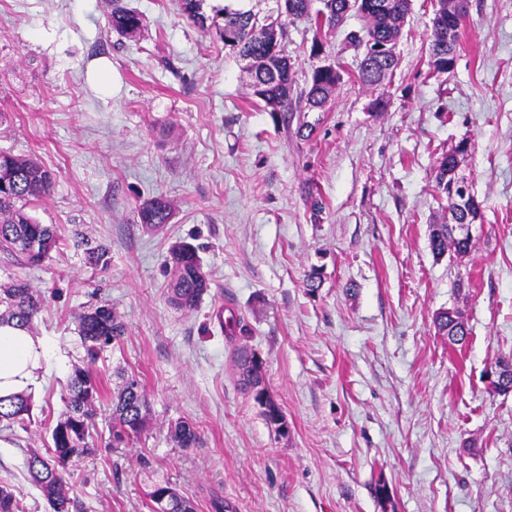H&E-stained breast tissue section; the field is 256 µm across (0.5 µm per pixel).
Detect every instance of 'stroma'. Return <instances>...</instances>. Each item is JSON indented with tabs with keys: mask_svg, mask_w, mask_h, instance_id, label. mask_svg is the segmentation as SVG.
Returning a JSON list of instances; mask_svg holds the SVG:
<instances>
[{
	"mask_svg": "<svg viewBox=\"0 0 512 512\" xmlns=\"http://www.w3.org/2000/svg\"><path fill=\"white\" fill-rule=\"evenodd\" d=\"M126 4L143 17L133 38L111 29L110 0H0V150L52 172L29 212L64 240L38 266L0 251V285L20 279L40 294L32 331L48 345L30 424H0V485L26 512H49L28 452L48 448L84 363L77 314L109 304L127 332L92 366L97 452L75 462L73 480L85 512H153L147 493L164 482L196 512H512V394L484 382L512 357V0H467L444 74L428 66L437 0H411L399 66L373 91L344 43L358 16L320 33L286 22L296 89L324 60L346 71L323 111L296 99L286 116L251 96L239 61L182 0ZM100 57L112 63L108 97L87 81ZM464 139L482 219L470 253L438 257L434 166ZM156 196L174 214L150 230L138 208ZM79 235L108 247L106 266L86 264ZM180 241L210 280L191 312L167 301ZM451 308L465 317L460 344L434 325ZM232 317L245 333L230 334ZM239 345L262 360L287 435L238 384ZM125 375L142 383L149 416L114 448ZM181 421L199 447L175 441Z\"/></svg>",
	"mask_w": 512,
	"mask_h": 512,
	"instance_id": "obj_1",
	"label": "stroma"
}]
</instances>
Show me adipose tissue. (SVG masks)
<instances>
[{
    "label": "adipose tissue",
    "mask_w": 512,
    "mask_h": 512,
    "mask_svg": "<svg viewBox=\"0 0 512 512\" xmlns=\"http://www.w3.org/2000/svg\"><path fill=\"white\" fill-rule=\"evenodd\" d=\"M44 356L40 337L12 322L0 324V397L30 393Z\"/></svg>",
    "instance_id": "adipose-tissue-1"
}]
</instances>
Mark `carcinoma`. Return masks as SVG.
<instances>
[{
    "label": "carcinoma",
    "mask_w": 512,
    "mask_h": 512,
    "mask_svg": "<svg viewBox=\"0 0 512 512\" xmlns=\"http://www.w3.org/2000/svg\"><path fill=\"white\" fill-rule=\"evenodd\" d=\"M277 15L259 19L251 10L235 9L229 5L209 17L201 12L203 0H184L189 17L204 30H215L224 47L236 53L246 51L252 55L249 70L252 96L272 113L288 111L291 101L292 64L280 49L279 37L283 32L281 17L302 20L316 30H334L347 17L357 15L363 25L347 34L348 44L361 51L358 76L361 83L372 89L392 75L398 66V57L379 59L368 52L373 45L397 44L402 28L411 10V0H276ZM443 0H438L432 19L429 46V67L435 73L450 72L458 59L459 32L465 14V0H458L451 11L441 12ZM109 24L113 30L134 35L143 25L142 17L123 4L112 0ZM340 63L334 67L318 66L312 69L307 86L302 92L304 109L323 110L332 92L343 79ZM456 167L454 151L444 154L434 171L437 192L451 199L448 184ZM53 182V174L35 156H17L0 152V248L22 254L26 260L38 264L52 251L64 244L57 228L42 224L27 212V207L43 198ZM140 222L147 227H158L170 222L171 203L156 197L142 203L138 210ZM430 246L437 256L452 251L465 255L471 251L472 240L460 237L447 224L435 225L430 234ZM108 249L97 244L85 248L86 261L92 266L108 264ZM168 301L180 310L198 307L208 292L210 283L200 263L196 249L187 243H176L169 256ZM41 307L40 296L26 282L16 280L0 288V322L14 320L30 328ZM77 331L84 346L87 361L95 363L101 351L119 341L126 328L109 304L98 305L76 318ZM100 396L99 386L91 372L77 367L65 389L63 401L66 412L51 431L53 446L44 456L38 451L27 458V470L32 483L47 499L52 512H84V505L71 494L74 459L94 451L89 442L95 426V401ZM147 398L140 381L135 377L125 380L112 395V446L127 444L140 435L147 422ZM31 397L16 395L0 398V422L23 423L30 417ZM174 437L182 448L200 444L197 430L186 422L175 427ZM168 501L163 512H195L194 503L173 491L168 484H158L149 493L151 501L163 497ZM0 512H23L22 505L12 489L0 486Z\"/></svg>",
    "instance_id": "obj_1"
}]
</instances>
